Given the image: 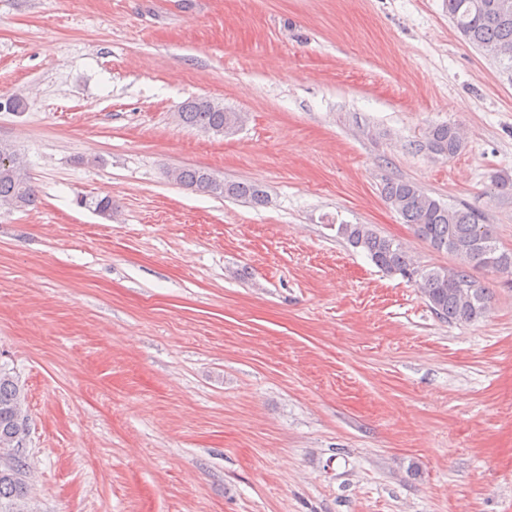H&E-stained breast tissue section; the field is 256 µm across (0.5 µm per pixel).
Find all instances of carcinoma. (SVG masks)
Returning a JSON list of instances; mask_svg holds the SVG:
<instances>
[{"label": "carcinoma", "instance_id": "1", "mask_svg": "<svg viewBox=\"0 0 512 512\" xmlns=\"http://www.w3.org/2000/svg\"><path fill=\"white\" fill-rule=\"evenodd\" d=\"M448 18L471 45L488 49L512 61V0H445ZM178 120L206 132L227 135L236 131L242 116L209 98L186 102ZM420 148L434 156L456 155L462 148L458 129L450 124L430 126ZM173 179L197 191L263 204L267 195L255 182L228 181L204 168H179ZM385 202L418 237L438 251H446L460 265L419 270L404 247L380 234L370 224H339L337 237L360 249L381 270L420 280L429 308L449 323H470L485 314L490 289L473 276L477 270L512 274V252L499 247L488 224L480 223L471 209L451 206L424 192L416 184L396 180L382 188ZM37 194L26 168L11 144L0 141V209L26 210L36 205ZM25 391L11 372L0 366V512H32L28 502L29 464L25 448L29 417Z\"/></svg>", "mask_w": 512, "mask_h": 512}]
</instances>
